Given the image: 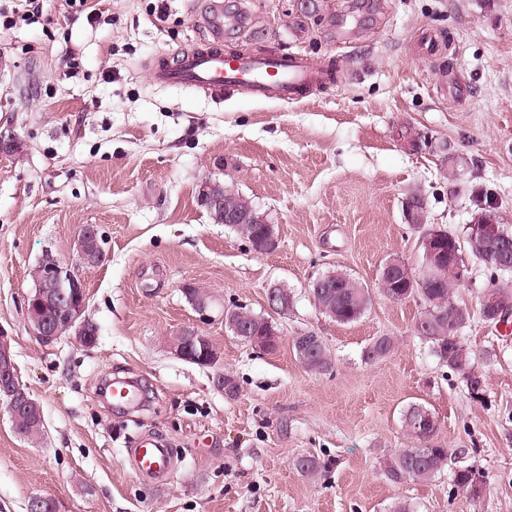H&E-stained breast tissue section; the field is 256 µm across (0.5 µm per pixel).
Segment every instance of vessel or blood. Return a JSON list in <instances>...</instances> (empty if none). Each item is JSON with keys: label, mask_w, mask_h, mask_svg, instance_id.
I'll use <instances>...</instances> for the list:
<instances>
[{"label": "vessel or blood", "mask_w": 512, "mask_h": 512, "mask_svg": "<svg viewBox=\"0 0 512 512\" xmlns=\"http://www.w3.org/2000/svg\"><path fill=\"white\" fill-rule=\"evenodd\" d=\"M209 25L211 40L189 47L175 62L153 68L155 84L199 91L216 100L245 90L260 99L293 101L307 97L325 79L300 52L263 56L225 52L223 0H211ZM131 455L138 477L165 484L173 457L163 440H140Z\"/></svg>", "instance_id": "b4317fda"}]
</instances>
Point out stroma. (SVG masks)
<instances>
[{
	"label": "stroma",
	"mask_w": 512,
	"mask_h": 512,
	"mask_svg": "<svg viewBox=\"0 0 512 512\" xmlns=\"http://www.w3.org/2000/svg\"><path fill=\"white\" fill-rule=\"evenodd\" d=\"M41 0L35 24L0 29V334L20 383L41 407L42 438L15 433L0 401V512H26L51 496L57 512H512V335L478 313L491 279L475 257L454 290L471 309L460 336L483 380L481 398L433 355L414 326L419 296L386 298L390 257L419 265L420 230L406 203L420 196L427 226L465 236L472 197L489 190L512 232V0H224V47L301 52L333 79L300 102L236 94L216 101L160 87L151 66L210 37L208 0H99L101 15ZM352 41L339 45L340 25ZM432 31L442 50L418 54ZM420 134L416 147L401 127ZM468 165L449 182L448 159ZM217 181L275 225L278 248L250 251L197 201ZM95 225L104 253L77 263L78 231ZM71 265L86 292L94 347L72 337L43 345L24 316L32 271L45 256ZM343 271L371 293L357 321L324 314L309 284ZM209 298L198 309L182 287ZM288 289L275 351L236 338L226 309L267 314L266 294ZM192 326L211 341L214 365L175 356L168 340ZM321 336L332 358L315 373L292 339ZM392 337L385 358L363 350ZM232 376L236 395L217 390ZM129 376L144 398L119 412L102 381ZM414 403L438 419L433 444L448 464L427 481L396 482L385 458L413 444L402 414ZM140 433L164 439L175 467L162 486L138 478L125 453ZM319 459L307 476L293 462ZM480 469L470 499L453 484Z\"/></svg>",
	"instance_id": "obj_1"
}]
</instances>
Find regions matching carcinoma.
<instances>
[{"label": "carcinoma", "instance_id": "cac0c4a2", "mask_svg": "<svg viewBox=\"0 0 512 512\" xmlns=\"http://www.w3.org/2000/svg\"><path fill=\"white\" fill-rule=\"evenodd\" d=\"M206 189L211 196L222 200V207L219 209H207L212 220L216 224L224 223V214L231 212L249 217L251 224L249 235H258L264 229V224L252 220L258 215V211L252 202L238 191L222 183L209 182ZM487 247L484 244L477 246V253L474 257L490 273V287H495V278L498 274L505 272V269L494 262H487L484 259ZM455 263L451 254L444 257V265L439 277L436 279V287L429 289L431 295L441 299L448 298L459 281L454 276ZM336 277V287L316 294L315 299L318 308L332 319L339 323H351L357 320L367 310L371 297L369 291L363 288L357 281L349 276L338 273L326 274V277ZM471 312L466 307H455L453 303L445 306V314L437 317L427 310L421 321L428 323L430 336L427 340L432 343V349L438 360L447 365L448 369L464 379L471 378L474 372V361L471 352L459 355V350L465 344L458 336V332L470 321ZM393 349L392 339L388 336H378L365 347L363 356L368 361H375L386 357ZM429 408L423 404H412L403 414V424L410 433H415L419 423ZM15 432L28 440H35L42 434L43 422L34 418L33 415L19 412L13 421ZM448 462V449L435 448L431 451L413 446L411 448H400L390 455L386 462V471L391 479L399 481H416L436 477L444 470Z\"/></svg>", "mask_w": 512, "mask_h": 512}]
</instances>
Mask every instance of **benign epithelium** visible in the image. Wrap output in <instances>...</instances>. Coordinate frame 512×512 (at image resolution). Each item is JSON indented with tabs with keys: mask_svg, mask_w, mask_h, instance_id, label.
<instances>
[{
	"mask_svg": "<svg viewBox=\"0 0 512 512\" xmlns=\"http://www.w3.org/2000/svg\"><path fill=\"white\" fill-rule=\"evenodd\" d=\"M408 217L417 228L423 229L419 245L422 249V262L417 271H412L409 264L399 256L389 258L380 274L379 287L386 290L390 283L403 279L408 288L425 289L432 287L433 270L436 259L441 254V248L446 242V231L437 228L426 229L421 222V212L415 201L408 203ZM470 236L481 241L491 239L497 242L495 252L489 257L501 261L512 254V239L507 237L499 225L495 222L475 219L469 224ZM78 258L83 260L87 253L99 247L97 228L88 224L81 228L78 237ZM279 245L278 234L275 225H265L264 234L251 241V247L256 254H268ZM34 288L26 297L24 309L28 328L33 337L40 343L51 345L60 337L58 325L63 324L70 328L76 324L79 316L85 311L86 297L82 283L68 266L49 256L42 260L34 269ZM53 300L56 306L55 324L40 320L39 310L47 300ZM291 296L288 291L274 286L266 295L267 307L275 314L288 309ZM482 310L485 315L497 319L512 313V294L509 292L487 293L481 299ZM269 335L257 339L249 335V326L236 319L230 322L234 334L251 341V345L268 351L279 344L280 332L274 328L272 320H267ZM297 353L306 365H311L308 351L319 343V338L311 332H300L295 336ZM169 349L177 357L194 361L201 365H212L217 361V353L213 349L209 339L199 330L186 326L178 331L169 342ZM20 389L17 368L8 343L0 336V394L10 398L6 403L9 418L23 410L36 405L30 398L18 400L15 391Z\"/></svg>",
	"mask_w": 512,
	"mask_h": 512,
	"instance_id": "7a95c632",
	"label": "benign epithelium"
}]
</instances>
